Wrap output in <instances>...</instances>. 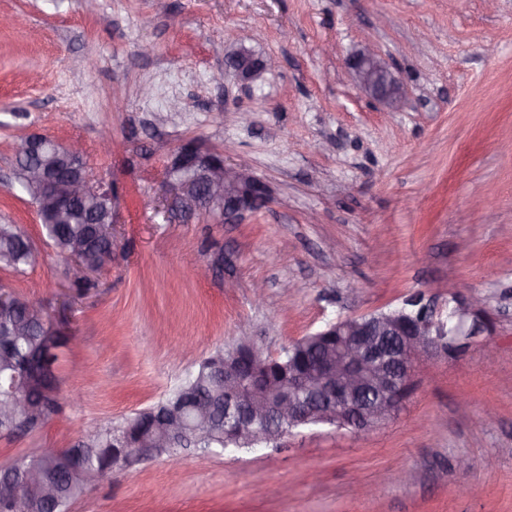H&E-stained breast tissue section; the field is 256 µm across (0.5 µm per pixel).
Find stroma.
Masks as SVG:
<instances>
[{"label":"stroma","mask_w":512,"mask_h":512,"mask_svg":"<svg viewBox=\"0 0 512 512\" xmlns=\"http://www.w3.org/2000/svg\"><path fill=\"white\" fill-rule=\"evenodd\" d=\"M1 13L26 22L0 27V222L37 258L0 269V286L72 342L58 413L0 437V466L154 405L239 337L273 354L417 291L447 307L455 286L483 298L484 332L425 362L379 427L135 461L70 512H512V0H0ZM230 30L278 68L236 84ZM367 39L404 84L399 109L346 65ZM105 129L124 151H101ZM33 134L80 141L118 190L112 264L81 296L14 177ZM189 140L247 158L269 205L231 223L168 218L164 168Z\"/></svg>","instance_id":"1"}]
</instances>
